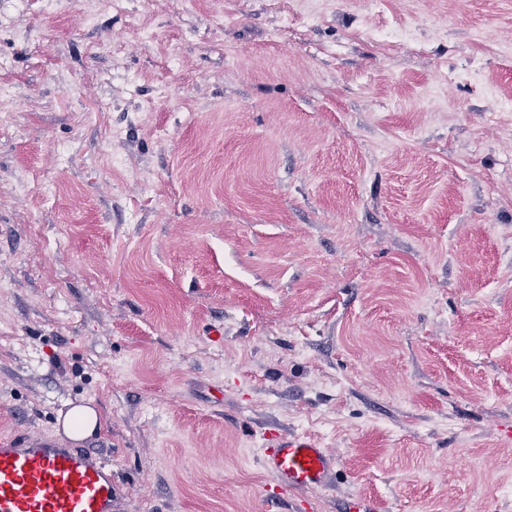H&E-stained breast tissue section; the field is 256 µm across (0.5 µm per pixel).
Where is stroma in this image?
<instances>
[{
  "mask_svg": "<svg viewBox=\"0 0 512 512\" xmlns=\"http://www.w3.org/2000/svg\"><path fill=\"white\" fill-rule=\"evenodd\" d=\"M137 8L0 0V438L94 407L117 512H512V0ZM263 470L277 483L308 491L329 486L336 474V456L300 435H271L258 448Z\"/></svg>",
  "mask_w": 512,
  "mask_h": 512,
  "instance_id": "obj_1",
  "label": "stroma"
}]
</instances>
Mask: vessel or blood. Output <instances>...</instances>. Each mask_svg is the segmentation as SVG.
<instances>
[{
	"mask_svg": "<svg viewBox=\"0 0 512 512\" xmlns=\"http://www.w3.org/2000/svg\"><path fill=\"white\" fill-rule=\"evenodd\" d=\"M258 459L280 485L300 491L329 486L336 457L300 435H273ZM112 466L99 453L46 435L0 442V512H115Z\"/></svg>",
	"mask_w": 512,
	"mask_h": 512,
	"instance_id": "vessel-or-blood-1",
	"label": "vessel or blood"
}]
</instances>
